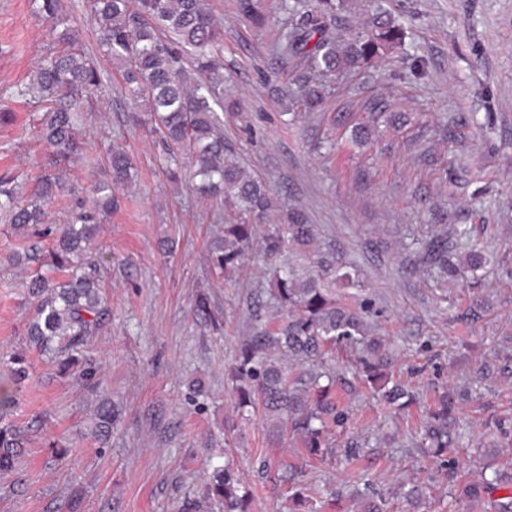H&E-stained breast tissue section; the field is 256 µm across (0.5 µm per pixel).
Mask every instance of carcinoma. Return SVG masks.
I'll return each mask as SVG.
<instances>
[{"label": "carcinoma", "instance_id": "cac0c4a2", "mask_svg": "<svg viewBox=\"0 0 512 512\" xmlns=\"http://www.w3.org/2000/svg\"><path fill=\"white\" fill-rule=\"evenodd\" d=\"M34 4L36 15L58 30L60 42L74 41L61 0H34ZM238 5L256 26L264 25L257 0H239ZM282 7L292 18L290 30L282 35L283 60H298L322 75L341 67H368L382 50L405 38L402 21L379 6L371 28L355 31L338 49L330 33L331 19L339 10L336 0H282ZM90 21L101 33L104 51L120 63L131 121L159 136L165 147L169 179H180L182 159L188 158L193 177L199 179V194L233 214L234 222L207 242L214 268L229 280L258 258L269 270L268 293L279 315L265 321L261 310L254 309L252 334L238 348L228 373L238 406L263 411L273 444H280L290 433L302 440L309 457H326L331 428L341 418L331 396L334 376L328 375L327 384L322 385L318 373H291L288 361H314L340 345L360 346L369 354L362 367L367 378L374 380L382 373L383 360L375 356V344L367 338L366 311L336 300V283L349 276L339 272L334 258L314 247V225L300 211L283 210L270 186L248 173L235 160L232 144L224 140L212 98L219 79L215 53L220 50L222 33L205 0H90ZM106 91L96 60L72 48L43 57L30 83L18 91L22 97L44 103L40 136L50 149L47 173L34 198L24 200L12 188L0 189V210L9 213L18 231L49 223L47 207L65 190L54 169L84 153L79 112L88 98ZM303 91L307 108L314 110L322 104L318 87L305 80ZM108 164V180L93 186L90 206L79 205L69 223L58 228L48 255H42L35 243L24 250L25 260L46 268L25 285L32 308L27 325L29 346L52 354L59 373L79 376L96 397L91 436L99 443L112 434L121 412L102 379L82 359L90 338L112 316L101 275L102 256L93 254L92 244L99 224L112 213V190L134 179L133 163L125 150L112 148ZM417 244L422 263L436 271L442 282L450 276L462 278L467 272L473 275L484 263L483 250L474 245L465 261L455 264L447 239L434 236ZM196 312L213 329L222 328L206 295L198 297ZM25 374L22 354L11 357L7 371L0 373L1 416L11 409L15 386ZM383 396L398 409L414 400V394L397 382ZM456 409L457 399L446 391L429 413L423 439L434 456L448 448V428ZM27 443L24 429L0 420V476L16 471ZM281 467L290 483L292 504L308 502L296 483L297 465L283 460ZM484 469L493 470V477L482 474L464 486L465 507L486 502L492 512H512V484L498 477L493 464ZM500 490L504 495L493 497ZM206 495L219 512H249L247 496L239 493L228 461L212 467Z\"/></svg>", "mask_w": 512, "mask_h": 512}]
</instances>
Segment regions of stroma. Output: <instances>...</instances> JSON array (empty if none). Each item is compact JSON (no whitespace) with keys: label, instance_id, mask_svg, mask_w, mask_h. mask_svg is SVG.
Wrapping results in <instances>:
<instances>
[{"label":"stroma","instance_id":"stroma-1","mask_svg":"<svg viewBox=\"0 0 512 512\" xmlns=\"http://www.w3.org/2000/svg\"><path fill=\"white\" fill-rule=\"evenodd\" d=\"M207 3L224 34L218 93L238 103L224 115L225 139L281 206L308 214L320 250L357 275L358 285L336 296L347 306L368 303L387 372L417 399L394 414L364 380L357 353L341 348L335 398L346 421L329 459L308 457L292 437L272 446L260 413L237 412L224 371L251 333L252 306L275 314L264 268L250 263L230 281L215 273L204 242L222 225L219 210L189 180L168 181L159 140L127 122L129 100L85 0H63L112 85L84 112L86 154L60 168L68 191L51 209L54 221L65 222L69 191L87 195L102 178L112 147L130 151L138 170L94 241L106 258L112 320L86 349L123 413L107 444L83 437L91 410L83 382L57 376L51 356L29 349L24 284L36 266L16 260L21 237L0 212V356L23 351L29 363L8 418L31 436L18 471L0 477V512H65L76 494L77 512H184L192 500L208 512L206 458L219 453L231 458L252 512H289L283 458L305 465L319 512H355L361 488L405 512L408 480L434 474L425 512H459L454 488L477 479L485 460L512 473V0H383L408 31L404 45L374 67L324 78L315 112L283 96L301 72L278 55L277 38L291 24L281 0H258L269 19L263 29L239 14L237 0ZM56 48L32 0H0V112L13 115L0 123V180L26 198L48 149L41 103L17 91ZM376 100L386 112L355 142L353 128ZM394 112L403 123L391 121ZM459 224L484 249L481 285L452 278L435 287L414 241L453 237ZM203 291L223 314V331L195 317ZM447 388L476 399L464 403L456 439L435 457L419 431ZM351 439L362 446L354 461L345 456Z\"/></svg>","mask_w":512,"mask_h":512}]
</instances>
